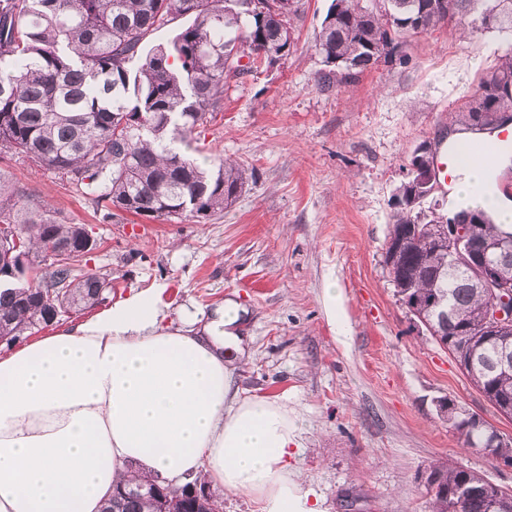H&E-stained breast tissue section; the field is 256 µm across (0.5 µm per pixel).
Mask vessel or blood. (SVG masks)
<instances>
[{
	"instance_id": "b4317fda",
	"label": "vessel or blood",
	"mask_w": 512,
	"mask_h": 512,
	"mask_svg": "<svg viewBox=\"0 0 512 512\" xmlns=\"http://www.w3.org/2000/svg\"><path fill=\"white\" fill-rule=\"evenodd\" d=\"M512 153V124L478 134L464 133L455 141L442 144L436 166L444 186H453L459 170L474 162H486Z\"/></svg>"
}]
</instances>
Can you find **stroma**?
I'll list each match as a JSON object with an SVG mask.
<instances>
[{"mask_svg":"<svg viewBox=\"0 0 512 512\" xmlns=\"http://www.w3.org/2000/svg\"><path fill=\"white\" fill-rule=\"evenodd\" d=\"M330 3L307 0L288 55L232 85L223 112L193 135L200 156L255 171L224 215L201 224L108 218L54 172L33 173L18 158L7 169L87 226L97 246L81 269L111 280L108 302L163 286L176 326L225 300L241 304L252 358L235 384L296 411L301 446L290 465L320 512H430L420 475L438 460L512 490V468L464 450L439 404L504 435L512 419L416 324L384 265L392 195L413 150L447 135L449 111L512 48V34L445 25L408 38L407 63L324 92L314 38Z\"/></svg>","mask_w":512,"mask_h":512,"instance_id":"35a3bbf8","label":"stroma"}]
</instances>
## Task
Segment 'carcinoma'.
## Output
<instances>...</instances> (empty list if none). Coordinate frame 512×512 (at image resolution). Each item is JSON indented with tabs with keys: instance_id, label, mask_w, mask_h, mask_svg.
Listing matches in <instances>:
<instances>
[{
	"instance_id": "1",
	"label": "carcinoma",
	"mask_w": 512,
	"mask_h": 512,
	"mask_svg": "<svg viewBox=\"0 0 512 512\" xmlns=\"http://www.w3.org/2000/svg\"><path fill=\"white\" fill-rule=\"evenodd\" d=\"M270 0H252V13L231 23L245 0H0V224H13L20 246L13 263L0 266V343L15 344L60 317L105 301L112 285L80 273L83 224L15 182L1 164L14 158L34 171L50 170L87 189L98 207L148 220L189 217L197 223L231 209L253 170L221 154L193 160L194 131L224 111V91L255 68L265 44L300 18L305 0H288V16ZM186 18L169 41L145 49L166 22ZM480 20L512 30V0H332L316 34L325 91L356 81L380 63L404 62L405 39L455 22ZM238 34L226 37V32ZM235 50L229 59L227 49ZM252 61L241 64V59ZM512 116V49L479 79L451 124L475 132L478 110ZM422 172H408L396 189L390 235L404 240L388 272L396 293L406 294L427 317L474 386L501 414L512 418V374L495 375L501 341L478 331L490 296L452 265L448 247L433 238V212ZM446 223L469 221L482 240H512V227L485 219V210L461 207ZM67 252L47 262L49 250ZM467 449L486 443L488 427L456 425ZM426 488L432 512H488L498 494L512 497L479 474L436 462ZM152 478L130 475L116 485L102 512H211Z\"/></svg>"
}]
</instances>
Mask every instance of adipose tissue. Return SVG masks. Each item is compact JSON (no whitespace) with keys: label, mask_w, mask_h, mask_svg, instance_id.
Returning a JSON list of instances; mask_svg holds the SVG:
<instances>
[{"label":"adipose tissue","mask_w":512,"mask_h":512,"mask_svg":"<svg viewBox=\"0 0 512 512\" xmlns=\"http://www.w3.org/2000/svg\"><path fill=\"white\" fill-rule=\"evenodd\" d=\"M161 294L135 292L0 356V512H100L135 469L203 473L256 512H316L289 464L294 410L240 395L224 360L239 305L174 328Z\"/></svg>","instance_id":"ef3b65f1"}]
</instances>
